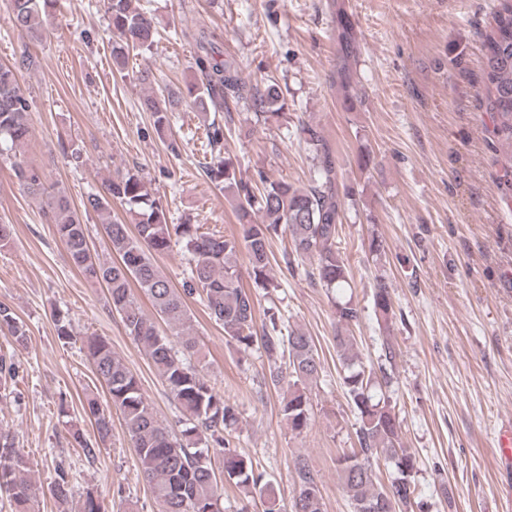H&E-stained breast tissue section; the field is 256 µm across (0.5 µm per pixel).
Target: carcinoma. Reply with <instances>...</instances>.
<instances>
[{
    "instance_id": "carcinoma-1",
    "label": "carcinoma",
    "mask_w": 512,
    "mask_h": 512,
    "mask_svg": "<svg viewBox=\"0 0 512 512\" xmlns=\"http://www.w3.org/2000/svg\"><path fill=\"white\" fill-rule=\"evenodd\" d=\"M105 15L117 40L112 44V65L126 68L128 55L148 50L156 31L153 17L132 6V0H102ZM57 0H11L8 22L18 32L38 40L46 35ZM340 65L337 83L344 100L351 99L350 59L355 36L347 15H336ZM195 80L185 90L146 100L156 132L164 137L170 114L189 106L203 114L231 113L230 104L250 102L256 121L282 118L285 103L280 86L272 81L247 85L233 59L224 58L215 35L196 37ZM34 64L23 50L15 67L0 65V165L10 168L20 186L34 196L46 197V217L64 244L71 264L93 283L106 288L109 304L117 312L128 336L141 345L169 395L183 415V429L175 433L160 421L145 397L139 380L124 359L102 336H88L85 344L97 381L105 386L109 401L102 404L93 392L81 401L94 438L75 434L84 456L94 458L112 437V411L120 413L137 457V475L150 487L159 512H225L212 458L224 460V480L246 497L266 499V512H280L276 487L254 468L250 458L230 446L224 431L236 421L234 407L204 374L199 340L193 333L188 300L199 297L209 318L224 329L231 346L246 352L259 346L270 362V379L283 381L281 364L288 365V386L281 414L288 429L300 435L311 421L310 391L319 379L321 362L313 338L295 329L282 335L278 312L268 309L265 322L257 323L256 291L278 288L271 276V243L283 233L291 247L280 257L289 271L304 259L314 261L311 277L331 294L336 319V352L343 369L346 395L357 414L358 447L337 458L338 477L353 512L384 504L389 512H405L416 493V458L404 446L401 423L390 396L393 378L383 366L374 370L362 363L354 348L351 328L361 320V310L345 295L350 274L339 247V227L345 206L341 195L342 172L322 129L302 125L304 141L312 149L315 176L306 188L258 172V182L245 180L229 157L213 156L203 169L210 182L224 192L235 213L239 231L219 235L203 231L201 224H171L151 184L128 171L103 182L102 190L83 199L86 212L96 213L116 259L104 261L91 252L88 227L62 188L46 187L41 168L20 160L27 144L31 102L19 86L14 68ZM483 106L491 119L490 141L498 153L505 181L502 193L512 199V0H498L490 29L484 36ZM119 202L129 223L112 220V202ZM178 245L190 257V270L182 288H176L155 264L154 256ZM246 255L252 288L242 284L240 255ZM150 301L155 317L147 316L133 288ZM373 311L379 324L392 322L391 284L379 277L372 292ZM168 332H162L159 324ZM0 334L24 347L28 333L14 309L0 303ZM385 462L396 477L385 487L377 482L376 467ZM298 483L291 512H323L320 490L308 463L294 461ZM73 475L62 465L43 486L33 480L29 464L17 447L16 437L0 428V494L14 512H35L40 494L47 492L59 505L69 502Z\"/></svg>"
}]
</instances>
